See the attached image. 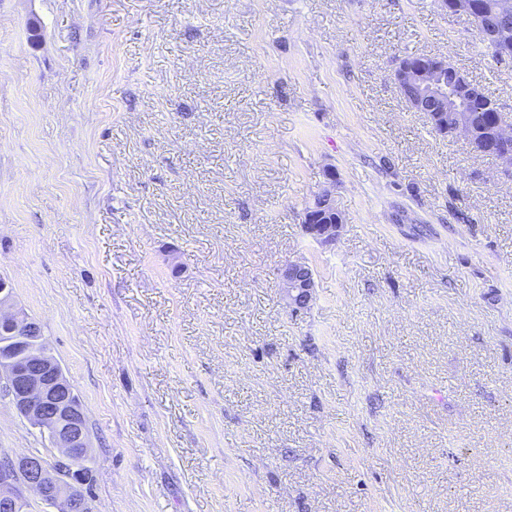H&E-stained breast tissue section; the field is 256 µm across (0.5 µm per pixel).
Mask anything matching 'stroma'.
<instances>
[{
	"mask_svg": "<svg viewBox=\"0 0 512 512\" xmlns=\"http://www.w3.org/2000/svg\"><path fill=\"white\" fill-rule=\"evenodd\" d=\"M415 55L512 114L437 0H0V278L86 410L93 512H512V175L407 106ZM324 188L313 198L303 211L302 226L307 235L322 244H333L339 236L343 224L340 213L336 220V171L328 168L325 172ZM317 212L330 217L319 220ZM279 288L292 312L306 308L313 299L315 275L305 261H288L279 275Z\"/></svg>",
	"mask_w": 512,
	"mask_h": 512,
	"instance_id": "1",
	"label": "stroma"
}]
</instances>
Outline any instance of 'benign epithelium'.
I'll list each match as a JSON object with an SVG mask.
<instances>
[{
  "mask_svg": "<svg viewBox=\"0 0 512 512\" xmlns=\"http://www.w3.org/2000/svg\"><path fill=\"white\" fill-rule=\"evenodd\" d=\"M444 12L469 16L477 34L484 36L491 24L483 21L473 0H439ZM448 60H426L412 56L398 62L392 72L396 85L406 82L419 90L408 106L422 112L436 100L440 111L429 113L431 125L443 133L463 136L476 149L489 144L512 142V115L490 100L487 107L496 113L494 130L483 134L472 123L469 113L448 110V86L444 71ZM336 171L325 172L324 188L303 211L302 226L307 235L322 244L336 242L343 219L336 218ZM279 288L291 311L306 308L313 299L315 275L305 261H289L281 269ZM0 331L11 337L21 350L17 357L0 356V376H6V388L15 410L32 426L48 434L59 456L50 460L39 454H23L0 463V512H23L26 499L14 489L16 477L54 512H92L86 480L80 469L90 453L85 410L76 397L59 362L46 352L42 327L15 303L12 289L0 282Z\"/></svg>",
  "mask_w": 512,
  "mask_h": 512,
  "instance_id": "7a95c632",
  "label": "benign epithelium"
}]
</instances>
